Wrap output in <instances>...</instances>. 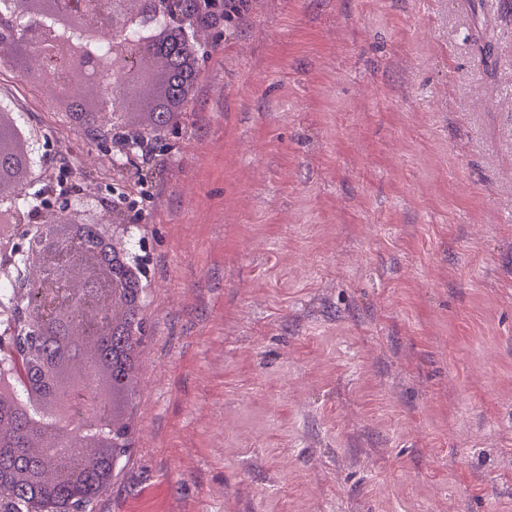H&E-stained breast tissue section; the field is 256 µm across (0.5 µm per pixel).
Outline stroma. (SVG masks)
Returning a JSON list of instances; mask_svg holds the SVG:
<instances>
[{
    "instance_id": "stroma-1",
    "label": "stroma",
    "mask_w": 512,
    "mask_h": 512,
    "mask_svg": "<svg viewBox=\"0 0 512 512\" xmlns=\"http://www.w3.org/2000/svg\"><path fill=\"white\" fill-rule=\"evenodd\" d=\"M136 152L129 447L94 512H512V0H249ZM0 62L16 210L117 198Z\"/></svg>"
}]
</instances>
